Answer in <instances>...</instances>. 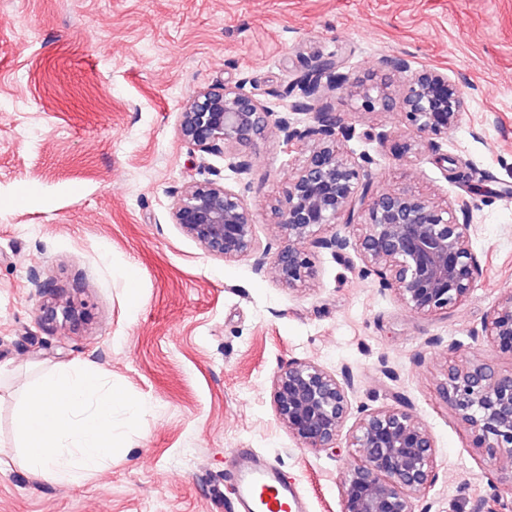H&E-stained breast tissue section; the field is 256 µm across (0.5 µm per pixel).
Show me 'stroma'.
I'll return each instance as SVG.
<instances>
[{
    "label": "stroma",
    "instance_id": "obj_1",
    "mask_svg": "<svg viewBox=\"0 0 512 512\" xmlns=\"http://www.w3.org/2000/svg\"><path fill=\"white\" fill-rule=\"evenodd\" d=\"M1 14L0 512H237L224 477L237 448L278 462L306 512H340L345 441L297 447L270 394L274 373L303 359L350 369L353 404L408 400L437 447L432 512L512 496V466L474 447L442 394L451 363L512 370L469 338L512 290V0H0ZM332 54L357 85L379 83L391 55L442 69L463 93L438 150L406 155L400 81L373 112L328 97L375 187L472 207L483 274L448 313L409 314L361 261L325 250L307 286L285 287L250 258L208 255L170 219L183 186L217 180L240 188L260 243L287 245L274 207L311 142L288 153L278 135L253 140L241 182L223 155L180 139L178 118L196 91L241 78L278 108L275 91ZM26 186L38 194L14 207ZM34 274L82 310L73 330L41 320ZM86 363L144 403L141 426L82 485L44 481L15 452L23 391Z\"/></svg>",
    "mask_w": 512,
    "mask_h": 512
}]
</instances>
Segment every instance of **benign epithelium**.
<instances>
[{
    "label": "benign epithelium",
    "instance_id": "7a95c632",
    "mask_svg": "<svg viewBox=\"0 0 512 512\" xmlns=\"http://www.w3.org/2000/svg\"><path fill=\"white\" fill-rule=\"evenodd\" d=\"M344 61L334 55L276 92L281 111H274L246 89L248 80L199 90L183 105L177 131L183 142L202 151L222 153L228 168L243 179L251 163L239 147L269 132L282 137L291 152L307 138L316 144L306 163L288 180L275 208L278 231L288 245H260L255 216L244 196L224 182L193 181L173 196L172 223L214 257H250L256 271L265 272L288 288L304 286L315 273L318 250L337 258L354 251L363 273L378 278L413 315L446 313L475 291L483 269L470 234L471 223L457 221L455 208L407 193L373 189L369 161L359 162L339 143L351 129L323 103L324 91L345 92L372 111L389 99L388 86L353 87L342 72ZM381 68L407 75L402 108L417 140L403 152L439 147L438 140L458 123L465 100L448 74L434 67L410 72L409 62L386 56ZM295 114L314 115L315 125L297 127ZM365 216L364 232L352 239L337 226H350ZM333 228L328 236L319 232ZM41 319L65 330L78 323L71 301L47 299ZM475 345L512 356V290L490 308L480 327L470 331ZM355 379L345 369L336 374L308 361H294L277 371L271 394L278 420L300 448H332L340 436L353 449L342 486L341 512H431L427 496L435 483L436 444L410 406L396 404L377 409L357 407L352 414ZM448 405L471 432L476 448L495 462L512 466V372L495 370L483 359L448 365L442 386ZM500 499L478 498L471 512H504Z\"/></svg>",
    "mask_w": 512,
    "mask_h": 512
}]
</instances>
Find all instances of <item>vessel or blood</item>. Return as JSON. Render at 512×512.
Masks as SVG:
<instances>
[{
	"label": "vessel or blood",
	"mask_w": 512,
	"mask_h": 512,
	"mask_svg": "<svg viewBox=\"0 0 512 512\" xmlns=\"http://www.w3.org/2000/svg\"><path fill=\"white\" fill-rule=\"evenodd\" d=\"M228 480L238 512H305L288 476L264 456L236 450Z\"/></svg>",
	"instance_id": "b4317fda"
}]
</instances>
